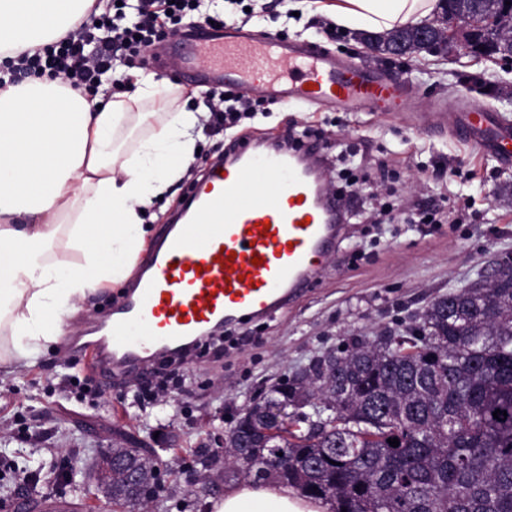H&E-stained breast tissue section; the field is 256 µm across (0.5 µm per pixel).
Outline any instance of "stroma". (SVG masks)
Returning a JSON list of instances; mask_svg holds the SVG:
<instances>
[{
  "label": "stroma",
  "mask_w": 512,
  "mask_h": 512,
  "mask_svg": "<svg viewBox=\"0 0 512 512\" xmlns=\"http://www.w3.org/2000/svg\"><path fill=\"white\" fill-rule=\"evenodd\" d=\"M252 18L224 5L227 22H245L257 36L274 33L270 18L284 11L279 0H251ZM324 20L306 17L289 27L322 43L333 53L406 82L422 106L464 94L475 105L491 107L497 118L512 121V62H495L459 50L444 58L422 50L397 59L380 58L361 33L327 36ZM149 71L168 78L173 88L159 113L185 107L206 111L208 101L190 74H172L170 56L151 60ZM272 118H256L253 131L271 136L293 122L323 132L324 151L337 155L340 145L363 151L371 165L392 171L396 219L391 224L343 225L318 272L304 291L259 319L236 324L225 340L215 342L202 359L172 364L174 380L166 391L148 394L154 381L148 365L135 374L114 370L111 386L98 395L78 397L68 383L72 366L85 368L89 385L98 380L90 369L88 344L104 322L122 287L92 296L89 318L70 323L67 341L39 355L32 364L0 370V454L18 457L28 471H40L35 493L48 495L53 461L75 469L77 487L66 499L76 512H112L93 476L102 449L140 441L163 463L166 492L151 512H195L225 491L222 466L196 462L197 449H211L212 434L228 429L238 409L264 396L268 388L336 347L351 335L376 336L395 329L436 295L475 282L496 253L512 251V165H501L430 122L379 112H336L296 104H277ZM192 182L183 178L154 200L145 221L149 243L157 245L172 217L180 213ZM472 200V218L441 224L424 234L406 221L414 201L438 194ZM206 474L198 492L187 490L190 473Z\"/></svg>",
  "instance_id": "stroma-1"
}]
</instances>
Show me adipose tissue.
<instances>
[{
    "label": "adipose tissue",
    "instance_id": "ef3b65f1",
    "mask_svg": "<svg viewBox=\"0 0 512 512\" xmlns=\"http://www.w3.org/2000/svg\"><path fill=\"white\" fill-rule=\"evenodd\" d=\"M93 0H0V47L36 52L84 20ZM343 29L386 33L430 20L438 0H296ZM166 80L141 71L126 91L84 94L57 77L0 88V368L57 344L98 291L128 281L145 247L143 213L190 169L205 113L167 118ZM141 136L121 152L117 135ZM212 512H328L276 483L240 484Z\"/></svg>",
    "mask_w": 512,
    "mask_h": 512
}]
</instances>
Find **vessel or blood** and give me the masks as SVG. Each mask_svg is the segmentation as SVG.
I'll return each mask as SVG.
<instances>
[{
    "label": "vessel or blood",
    "instance_id": "vessel-or-blood-1",
    "mask_svg": "<svg viewBox=\"0 0 512 512\" xmlns=\"http://www.w3.org/2000/svg\"><path fill=\"white\" fill-rule=\"evenodd\" d=\"M208 87L233 86L276 103L342 112H402L403 85L356 62L276 35L250 43L242 30L208 29L187 60ZM440 128L501 163L512 160V128L465 102L436 115ZM317 149L273 140L238 146L194 186L185 223L170 225L150 264L112 307L94 342L100 370L135 368L155 349H174L225 319H244L304 288L338 231L337 199L308 172ZM260 264H253V257Z\"/></svg>",
    "mask_w": 512,
    "mask_h": 512
}]
</instances>
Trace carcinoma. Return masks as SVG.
Listing matches in <instances>:
<instances>
[{"mask_svg": "<svg viewBox=\"0 0 512 512\" xmlns=\"http://www.w3.org/2000/svg\"><path fill=\"white\" fill-rule=\"evenodd\" d=\"M443 12L494 16L502 0H441ZM349 336L320 355L324 377L307 386L291 376L246 405L224 439V481L273 478L330 512H512V266L497 287L474 282L432 299L394 331ZM309 407L268 434L271 413ZM497 409L507 415L493 417ZM396 438L399 446L388 440ZM283 453L286 471L268 470ZM141 493L157 495L161 471L135 460ZM115 506L137 505L129 486L112 477Z\"/></svg>", "mask_w": 512, "mask_h": 512, "instance_id": "cac0c4a2", "label": "carcinoma"}]
</instances>
